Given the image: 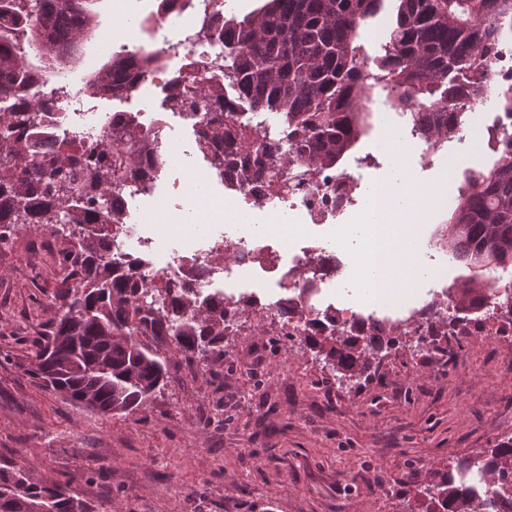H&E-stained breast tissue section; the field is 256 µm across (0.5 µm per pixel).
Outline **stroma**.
I'll return each mask as SVG.
<instances>
[{"mask_svg":"<svg viewBox=\"0 0 512 512\" xmlns=\"http://www.w3.org/2000/svg\"><path fill=\"white\" fill-rule=\"evenodd\" d=\"M97 25L70 74L84 85L121 37L115 0H92ZM344 169L376 161L357 193L379 196L392 223L417 227L414 260L449 283L478 269L441 266L463 175L448 157L421 167L382 97ZM412 198L404 210L394 193ZM68 241L26 228L0 245V464L58 485L94 512H425L434 474L512 437V335L440 336L427 364L413 337L373 361L369 381L336 380L300 341L271 351L280 322L240 314L223 358L203 373L167 336L145 342L167 383L139 411L109 418L49 393L25 372L59 307Z\"/></svg>","mask_w":512,"mask_h":512,"instance_id":"1","label":"stroma"}]
</instances>
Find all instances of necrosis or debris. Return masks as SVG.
Instances as JSON below:
<instances>
[{"mask_svg": "<svg viewBox=\"0 0 512 512\" xmlns=\"http://www.w3.org/2000/svg\"><path fill=\"white\" fill-rule=\"evenodd\" d=\"M223 11V0H177L172 9L157 17L147 41L134 48L125 44L114 47L117 55L131 51L138 55L160 53L180 60L178 69L160 68L147 74L144 81L134 82L125 91V98L133 99L146 83L170 88L181 71L196 61L207 64L210 71L220 72L224 65L223 40L208 24ZM28 94L52 98L59 119L54 137L71 150L81 152L96 143L105 147L119 144L123 130L134 139L146 135L155 140L158 154L143 157L147 171L144 181L120 200L126 210L151 218L153 210L148 202L163 173L180 170L186 174L183 219L194 228L188 246H160L153 234L135 224L122 225L109 241L113 257L143 259L141 273L149 285L173 282L203 291L218 290L231 301L249 299L254 310L278 318L290 334L307 336L312 332L310 321L317 315V303L344 287V273L355 255L370 258L377 244L382 208L375 195L355 196L356 178L349 172L318 170L299 176L288 189L284 181L289 170L276 169L244 186L233 176L220 178L211 169L190 165L183 142L166 115L139 111L131 124L126 111L103 112L97 118V132L91 133L86 125L83 89L61 79H42L29 88ZM218 181L224 186L222 205L230 220L254 216L264 212L270 202H279L281 212L300 230L293 247L283 249L266 228L257 224L233 238L216 234L212 225L199 216L194 202L211 194ZM350 214L359 226L354 248H333L307 237L311 227L334 225ZM510 283L512 273L492 275L482 303L469 314L473 326L495 320L503 329L512 330V293L505 290ZM419 288V300L410 306L364 302L334 306L330 312L338 325L353 333L377 324L387 331L398 328L411 336H424L430 325L455 317L456 308L448 298L447 281L438 274L420 279Z\"/></svg>", "mask_w": 512, "mask_h": 512, "instance_id": "1", "label": "necrosis or debris"}]
</instances>
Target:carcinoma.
Returning <instances> with one entry per match:
<instances>
[{"label": "carcinoma", "instance_id": "carcinoma-1", "mask_svg": "<svg viewBox=\"0 0 512 512\" xmlns=\"http://www.w3.org/2000/svg\"><path fill=\"white\" fill-rule=\"evenodd\" d=\"M89 0H0V242L23 227L54 231L69 227L62 251L59 315L47 341L32 355L26 373L47 390L64 389L66 399L95 404L101 416L139 408L166 384L163 361L140 336H168L178 351L206 362L224 356L221 342L233 331L237 305L224 294L204 295L189 286H148L105 251L117 224L115 197L134 183L138 153L111 154L92 146L81 155L53 141L50 111L38 101L15 116L41 72L25 62L24 48L48 47L93 29ZM385 0H260L238 19L224 18V73L184 82L195 94L222 104L240 101V111L204 118L198 150L212 170L238 173L241 182L262 177L265 165L283 158L303 169L339 168L364 132L363 96L379 86L391 105L406 98L411 133L446 143L461 131L465 111L483 101L491 81L489 59L500 45L496 18L512 13V0H395V16L381 53L361 54L364 24ZM158 56H116L99 68L84 92L125 88V76L160 68ZM461 202L449 224L448 256L468 267L512 266V155L489 172L465 179ZM484 284L457 286L458 321L482 300ZM333 345L325 354L332 371L361 378L370 358L398 343L396 336H352L325 315L311 348ZM427 512H512V438L482 456L439 473L424 488ZM0 512H91L61 496L58 487L34 481L22 468L0 467Z\"/></svg>", "mask_w": 512, "mask_h": 512}]
</instances>
